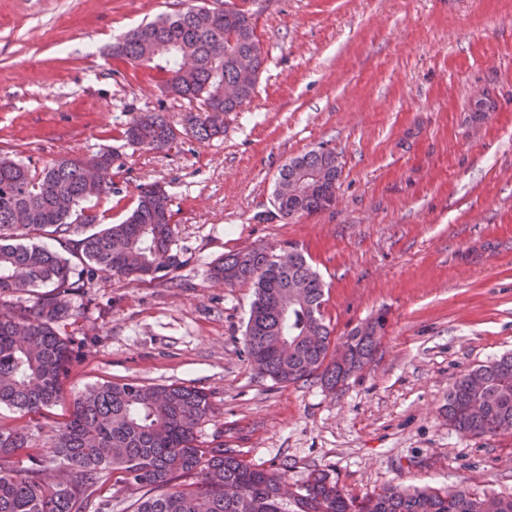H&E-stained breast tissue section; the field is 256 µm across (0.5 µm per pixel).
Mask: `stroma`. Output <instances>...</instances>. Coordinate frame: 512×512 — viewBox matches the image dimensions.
I'll list each match as a JSON object with an SVG mask.
<instances>
[{
	"label": "stroma",
	"mask_w": 512,
	"mask_h": 512,
	"mask_svg": "<svg viewBox=\"0 0 512 512\" xmlns=\"http://www.w3.org/2000/svg\"><path fill=\"white\" fill-rule=\"evenodd\" d=\"M191 0H0V156L43 168L108 151L116 194L100 223L133 209L137 187L170 197L181 266L164 277L101 278L72 297L79 349L60 402L0 409L45 458L75 397L113 380L210 394L201 440L290 483L326 471L346 494L389 487L512 496V433L449 426L448 394L512 353V0H244L267 57L254 97L223 135L181 136L156 153L126 124L190 106L156 71L112 58V42ZM343 165L326 210L267 218L283 165L318 145ZM295 246L320 274L333 338L384 316L372 362L336 390L279 384L244 347L251 288L209 269L250 245Z\"/></svg>",
	"instance_id": "35a3bbf8"
}]
</instances>
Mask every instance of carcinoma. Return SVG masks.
I'll return each instance as SVG.
<instances>
[{
    "mask_svg": "<svg viewBox=\"0 0 512 512\" xmlns=\"http://www.w3.org/2000/svg\"><path fill=\"white\" fill-rule=\"evenodd\" d=\"M112 58L164 75V92L193 110L177 129L161 112H142L123 131L126 141L164 152L186 135L209 139L224 130L209 111L240 112L266 62L256 23L238 0L224 8L192 4L139 27L112 45ZM249 66L255 81H239ZM292 159L275 181L272 206L281 218L331 206L325 187L342 174L336 151L318 147ZM109 152L89 160L63 156L40 171L0 156V297L42 287L30 306L0 308V408L37 413L61 400V380L76 351L60 326L72 317L70 296L96 278H155L179 268L170 199L159 184L137 188L136 205L119 224L98 231L87 182L112 166ZM312 168L320 184L294 195L297 169ZM35 232L54 236L59 248L26 246ZM82 234V238L73 236ZM213 278L248 285L254 300L244 344L254 369L278 383L318 379L330 389L373 358L384 329L379 316L350 330L336 360L324 317V284L305 254L289 249L283 265L276 248L237 251L216 262ZM212 412L199 389L112 381L92 386L73 402L60 427L54 458L59 476L45 477L47 460L31 435L0 424V512H112L100 495L109 476L140 493L133 512H512V496L474 498L464 490L413 493L387 488L348 497L323 470L292 491L286 466L260 468L220 442L205 444L197 426ZM448 423L472 435L512 432V354L465 374L448 395ZM27 465L4 461L18 454Z\"/></svg>",
    "mask_w": 512,
    "mask_h": 512,
    "instance_id": "cac0c4a2",
    "label": "carcinoma"
}]
</instances>
